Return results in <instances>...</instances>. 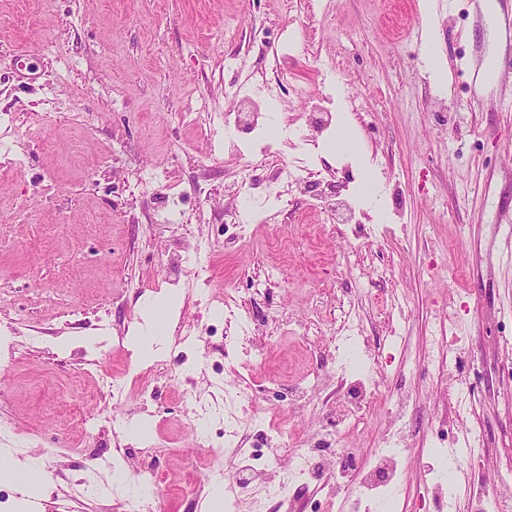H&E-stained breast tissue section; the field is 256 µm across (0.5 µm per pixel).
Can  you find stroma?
Masks as SVG:
<instances>
[{
  "label": "stroma",
  "mask_w": 512,
  "mask_h": 512,
  "mask_svg": "<svg viewBox=\"0 0 512 512\" xmlns=\"http://www.w3.org/2000/svg\"><path fill=\"white\" fill-rule=\"evenodd\" d=\"M496 2L492 17L483 0H434L442 87L423 59L419 0H0V416L14 426L0 453L40 459L50 483L26 502L0 476V512H125L144 467L170 512H208L222 473L238 482L236 512H257L255 489L332 437L358 450L345 489L311 482L280 512H340L399 415L402 512H442L433 470L456 473L454 512L512 476V0ZM262 75L276 98L253 96L262 121L225 140L212 113ZM350 132L356 150L337 149ZM264 146L255 196L284 162L304 160L306 181L237 237L226 202ZM372 178L380 222L364 198ZM174 196L176 227L159 221ZM201 238L216 247L189 293L180 259ZM228 292L252 327L235 352L237 326L215 333L208 308ZM160 295L161 317L197 333L142 357L133 343ZM352 312L379 387L361 424L341 428L336 344ZM452 312L454 375L409 369L404 357ZM217 369L225 387L257 389L263 425L236 456L219 434L195 446L183 402ZM136 377L148 396L118 408L122 436L98 412L106 382ZM452 377L471 412L449 399ZM473 431L476 467L457 460ZM442 439L453 451L434 457ZM258 447L271 465L252 464Z\"/></svg>",
  "instance_id": "35a3bbf8"
}]
</instances>
